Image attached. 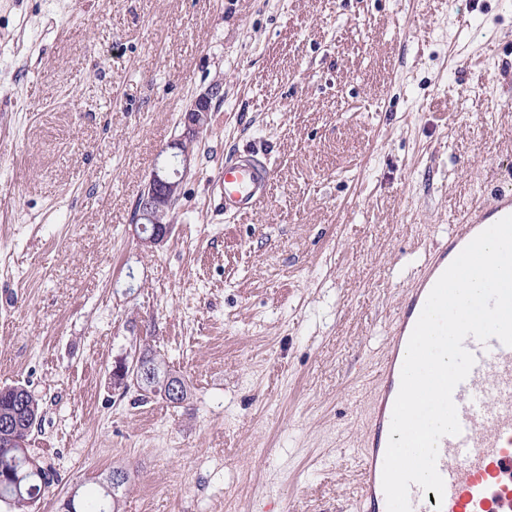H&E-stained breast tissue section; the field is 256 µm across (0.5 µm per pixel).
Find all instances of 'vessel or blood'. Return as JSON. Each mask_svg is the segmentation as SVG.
I'll use <instances>...</instances> for the list:
<instances>
[{"label": "vessel or blood", "instance_id": "b4317fda", "mask_svg": "<svg viewBox=\"0 0 512 512\" xmlns=\"http://www.w3.org/2000/svg\"><path fill=\"white\" fill-rule=\"evenodd\" d=\"M275 170L252 155L225 161L214 181L225 215L252 211L272 187ZM512 214V190L499 189L491 201L449 228L447 241L429 254L406 289L386 338L374 376L361 449L368 479L358 501L361 512H387L382 473L401 369L412 330L437 279L480 232ZM465 348L475 357L468 377L453 399L461 432L441 438L437 470L444 493L411 485V512H512V347L497 338L469 337Z\"/></svg>", "mask_w": 512, "mask_h": 512}]
</instances>
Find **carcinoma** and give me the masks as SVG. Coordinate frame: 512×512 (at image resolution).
<instances>
[{
	"label": "carcinoma",
	"instance_id": "cac0c4a2",
	"mask_svg": "<svg viewBox=\"0 0 512 512\" xmlns=\"http://www.w3.org/2000/svg\"><path fill=\"white\" fill-rule=\"evenodd\" d=\"M156 365L154 379L142 388L147 395L163 397V379L171 374L165 360L157 355L144 354ZM12 420V428H0V503L7 512H31L33 505L44 495L54 481L53 474L32 456L27 449L16 447L20 440H29L42 421L40 401L29 390L11 386L0 388V422ZM122 488L112 487L104 479L97 490L89 494L75 491L67 503L72 512H120Z\"/></svg>",
	"mask_w": 512,
	"mask_h": 512
}]
</instances>
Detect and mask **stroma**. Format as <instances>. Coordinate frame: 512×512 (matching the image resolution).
<instances>
[{"instance_id":"35a3bbf8","label":"stroma","mask_w":512,"mask_h":512,"mask_svg":"<svg viewBox=\"0 0 512 512\" xmlns=\"http://www.w3.org/2000/svg\"><path fill=\"white\" fill-rule=\"evenodd\" d=\"M161 246L135 204L211 83ZM512 0H0V386L122 512H359L373 369L445 225L512 188ZM275 170L235 219V150ZM190 388L115 387L135 352ZM144 357H146L151 363L156 365L157 374L154 379L146 386L142 388V391L145 393L143 395H153L154 397H160L162 400L168 401L163 397V379L164 381V395L169 399L172 404H177L182 399L183 393V385L182 378L180 376L174 375L171 373V370L168 369V365L165 360L159 358L156 354L143 353ZM171 374V375H169ZM168 401V402H169ZM169 402V403H170Z\"/></svg>"}]
</instances>
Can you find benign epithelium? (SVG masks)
Wrapping results in <instances>:
<instances>
[{"label": "benign epithelium", "mask_w": 512, "mask_h": 512, "mask_svg": "<svg viewBox=\"0 0 512 512\" xmlns=\"http://www.w3.org/2000/svg\"><path fill=\"white\" fill-rule=\"evenodd\" d=\"M219 96L220 87L214 84L199 95L185 112L184 130L180 138L169 145V149L181 156V169L173 173L161 166L151 173L135 206L134 231L142 247L153 249L169 237L172 225L157 221L156 216L166 212L180 198L184 177L190 172L193 160L192 154L183 150V146L195 141L206 130L211 102ZM145 372L147 368L138 357L131 364L120 366L113 372V383L126 389L128 380L142 378ZM164 390L171 403L180 402L183 397L182 378L174 374L166 376Z\"/></svg>", "instance_id": "7a95c632"}]
</instances>
